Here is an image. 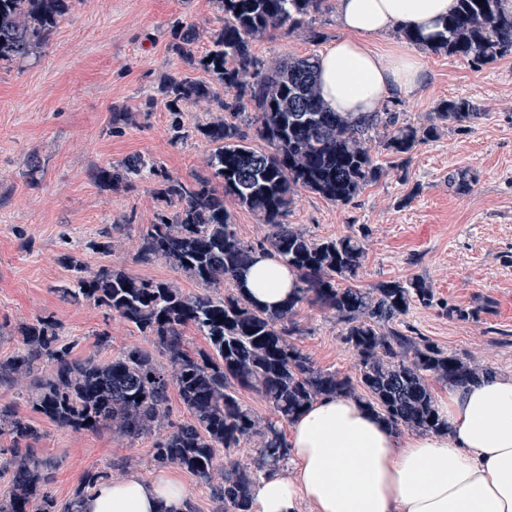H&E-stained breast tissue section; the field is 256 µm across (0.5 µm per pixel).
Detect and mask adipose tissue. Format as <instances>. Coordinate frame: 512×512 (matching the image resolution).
Here are the masks:
<instances>
[{"label": "adipose tissue", "mask_w": 512, "mask_h": 512, "mask_svg": "<svg viewBox=\"0 0 512 512\" xmlns=\"http://www.w3.org/2000/svg\"><path fill=\"white\" fill-rule=\"evenodd\" d=\"M457 0H337L346 38L321 51L316 71L334 112H373L393 95L417 91L420 57L379 51L368 35L407 29L427 38ZM296 281L288 264L256 252L247 293L275 307ZM439 412L444 434L399 438L350 397L314 402L289 425L293 468L269 470L250 491L252 512H512V377L483 378L451 392ZM79 512H188L183 485L169 476L130 474L83 497Z\"/></svg>", "instance_id": "obj_1"}]
</instances>
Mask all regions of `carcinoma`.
<instances>
[{
  "instance_id": "1",
  "label": "carcinoma",
  "mask_w": 512,
  "mask_h": 512,
  "mask_svg": "<svg viewBox=\"0 0 512 512\" xmlns=\"http://www.w3.org/2000/svg\"><path fill=\"white\" fill-rule=\"evenodd\" d=\"M325 2L220 0L224 26L211 34L202 56L189 48L192 27L172 43L171 50L188 67L209 76L207 82L173 76L162 87L174 138L185 137L182 105L203 104L214 113L197 127L209 144L205 174L174 177L150 158L134 155L97 169L94 179L113 190L137 180L153 182L162 209L140 236L137 260H163L205 292L186 294L171 282L106 266L88 273L75 258L62 257L73 276L57 292L117 314L150 337L166 355L167 366L139 347L106 361L95 353L77 357L54 316L27 325L22 347L0 361V387L25 389L30 411L0 406V436L11 439L9 456L0 464L10 473L0 512H78L80 498L112 478L108 471L88 473L75 496L59 502L47 491L52 462L30 448V441L40 437L36 415L67 431L110 427L132 442L154 432L155 465L178 466L208 483L224 512H249L257 471L288 459L285 426L314 401L349 396L395 428L444 433L448 422L439 414L428 378L458 389L494 375L393 327L414 302L432 303L433 290L425 281L347 286L365 261L361 241L352 235L317 239L285 222L299 189L338 205L375 180L380 167L370 153L371 140L402 156L438 138L442 125L479 116L462 97L441 101L430 124L419 127L388 108L331 112L321 99L313 62L294 59L264 67L253 53L254 42L311 24ZM73 5L74 0H0V65L33 56ZM402 35L435 53L477 67L490 65L512 55V4L457 0L456 10L429 42L408 30ZM244 126L254 129L265 147L252 144ZM230 199L268 227L262 241L237 236L226 207ZM257 250L283 259L297 272L295 296L278 309L257 305L241 286ZM222 287L227 288L222 296L210 294ZM305 301L333 312L344 324V340L357 358V378L315 366L293 342L300 333L297 308ZM188 328L203 336L208 348H189ZM241 388L260 393L273 417L259 418L239 398ZM173 390L190 418L171 419ZM252 441L261 448L257 469L229 460L215 472L218 449L244 448Z\"/></svg>"
}]
</instances>
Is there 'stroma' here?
<instances>
[{
    "mask_svg": "<svg viewBox=\"0 0 512 512\" xmlns=\"http://www.w3.org/2000/svg\"><path fill=\"white\" fill-rule=\"evenodd\" d=\"M223 23L218 0H75L35 59L0 68V359L21 347L26 324L48 314L61 322L75 355L109 359L131 347L152 349L149 337L106 308L60 297L58 287L71 276L63 255L90 271L109 266L200 292L165 262L136 259L139 238L159 207L152 183L113 191L92 173L135 154L183 179L203 173L208 145L195 129L211 114L203 105L186 106L189 135L173 141L161 87L173 75L206 77L189 71L170 49L182 26H196L191 48L199 55ZM345 35L335 0H328L311 27L272 33L255 42L254 53L267 65L313 59ZM366 41L423 59L420 91L386 101L405 122L428 124L436 105L451 97L469 99L480 116L449 125L407 155L373 147L381 168L376 181L343 205L298 190L286 221L320 239L357 235L366 260L352 286L426 281L434 300L414 304L403 330L512 377V56L477 68L395 30ZM116 109L132 116L117 132L111 129ZM107 228L117 248L89 249ZM452 307L469 311V318L449 315ZM297 319L303 332L294 342L317 367L357 376V360L334 314L305 302ZM102 331L110 343L100 350L95 335ZM37 425L35 453L54 462L49 491L59 501L73 497L87 472L106 469L116 479L176 476L191 512H220L208 484L178 467L154 466L152 436L131 442L108 429L71 432L44 419Z\"/></svg>",
    "mask_w": 512,
    "mask_h": 512,
    "instance_id": "1",
    "label": "stroma"
}]
</instances>
